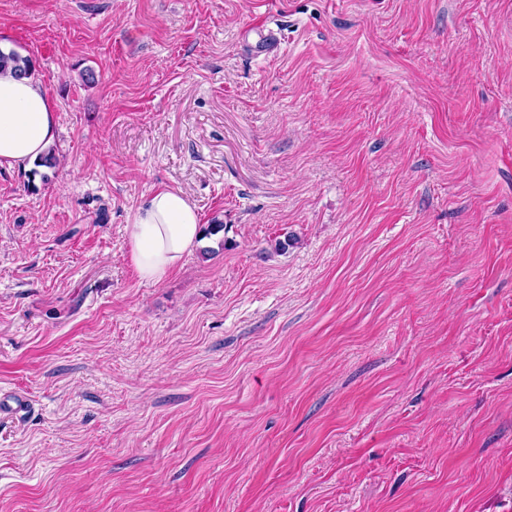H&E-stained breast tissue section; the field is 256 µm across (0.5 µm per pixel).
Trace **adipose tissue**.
<instances>
[{"label":"adipose tissue","mask_w":512,"mask_h":512,"mask_svg":"<svg viewBox=\"0 0 512 512\" xmlns=\"http://www.w3.org/2000/svg\"><path fill=\"white\" fill-rule=\"evenodd\" d=\"M57 127L58 116L39 83L0 73V165L28 167L51 145ZM127 231L140 278L158 283L196 248L201 223L183 190L164 189L140 202Z\"/></svg>","instance_id":"obj_1"}]
</instances>
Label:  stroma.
Here are the masks:
<instances>
[{
	"instance_id": "obj_1",
	"label": "stroma",
	"mask_w": 512,
	"mask_h": 512,
	"mask_svg": "<svg viewBox=\"0 0 512 512\" xmlns=\"http://www.w3.org/2000/svg\"><path fill=\"white\" fill-rule=\"evenodd\" d=\"M0 48L58 116L0 166V512H512V0H0ZM164 188L224 233L154 284Z\"/></svg>"
}]
</instances>
